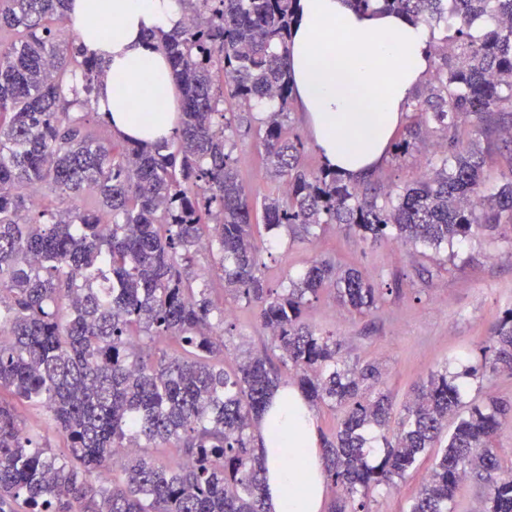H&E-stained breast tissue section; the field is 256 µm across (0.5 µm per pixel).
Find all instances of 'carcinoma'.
Instances as JSON below:
<instances>
[{
  "label": "carcinoma",
  "mask_w": 512,
  "mask_h": 512,
  "mask_svg": "<svg viewBox=\"0 0 512 512\" xmlns=\"http://www.w3.org/2000/svg\"><path fill=\"white\" fill-rule=\"evenodd\" d=\"M178 2L199 16L160 39L183 93L181 122L172 138L143 146L112 136L105 118L102 134L91 131L107 71L50 26L66 0H0V512H265L252 428L290 380L310 403L342 411L321 435L339 491L332 512H371L375 491L441 446L409 512H455L469 475L484 483V512H512V477L493 451L512 402L463 403L445 368L390 431L378 367L347 364L303 312L332 290L367 315L399 289L322 258L270 288L254 222L259 212L266 232L299 242L333 224L436 251L497 238L503 217L512 223V168L488 190L476 140L512 154V0H350L445 29L432 44L435 73L407 103L390 153L404 158L428 136L443 150L400 192L310 168L301 138L286 135L296 0ZM480 19L489 26L477 34ZM226 84L236 113L224 112ZM268 103L265 117L251 115ZM254 121L274 184L259 208L234 157L235 134ZM203 250L233 303L255 310L275 358L246 352L224 369V306L192 272ZM498 371L512 373L511 308L465 375ZM19 404L40 419L26 426ZM168 444L183 452L173 466L148 452ZM118 448L132 449L122 483L103 477Z\"/></svg>",
  "instance_id": "carcinoma-1"
}]
</instances>
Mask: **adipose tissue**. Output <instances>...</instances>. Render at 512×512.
Returning a JSON list of instances; mask_svg holds the SVG:
<instances>
[{
  "label": "adipose tissue",
  "mask_w": 512,
  "mask_h": 512,
  "mask_svg": "<svg viewBox=\"0 0 512 512\" xmlns=\"http://www.w3.org/2000/svg\"><path fill=\"white\" fill-rule=\"evenodd\" d=\"M84 55L108 77L94 106L115 134L146 143L172 137L180 96L160 35L179 28L178 0H69ZM287 42L295 97L325 164L360 181L387 158L406 104L433 66L424 24L347 0H297ZM267 512H323L325 475L316 413L295 386L279 388L258 420ZM302 454V466L288 463Z\"/></svg>",
  "instance_id": "ef3b65f1"
}]
</instances>
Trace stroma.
<instances>
[{"label": "stroma", "mask_w": 512, "mask_h": 512, "mask_svg": "<svg viewBox=\"0 0 512 512\" xmlns=\"http://www.w3.org/2000/svg\"><path fill=\"white\" fill-rule=\"evenodd\" d=\"M261 146L254 134L238 137V171L244 184L268 192L270 183L261 163ZM436 152L432 143L417 145L399 162L377 169L380 183L401 187L416 178ZM325 257L337 268L358 267L374 281L400 278L401 295L387 296L372 313L361 316L322 295L304 311L311 326L332 333L347 363L379 366L384 389L393 397L395 412L412 402L415 391L448 360L469 366L481 359L501 313L512 307V240L483 237L457 246L455 252L420 246L373 243L332 227L314 243L290 244L287 235L264 243L263 272L269 287L278 288L296 278L312 259ZM430 274L419 277V269ZM234 312L235 328L225 340L230 352L261 351L268 343L251 309L225 300ZM431 471L430 460L399 480L396 488L375 494L372 512H407Z\"/></svg>", "instance_id": "obj_1"}]
</instances>
